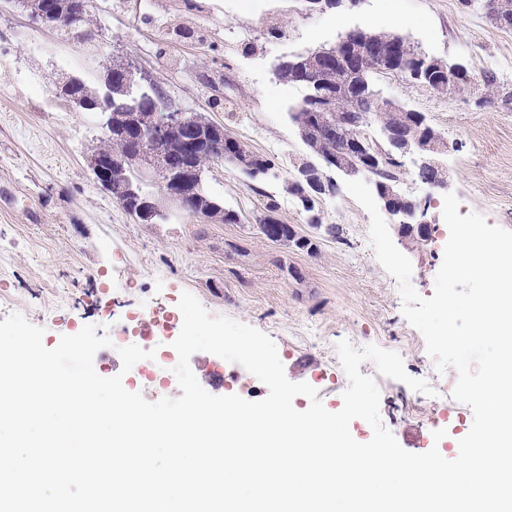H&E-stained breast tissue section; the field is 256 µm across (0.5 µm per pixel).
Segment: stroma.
<instances>
[{
	"mask_svg": "<svg viewBox=\"0 0 512 512\" xmlns=\"http://www.w3.org/2000/svg\"><path fill=\"white\" fill-rule=\"evenodd\" d=\"M89 14L95 39L83 44L33 23L16 0H0V320L23 315L43 327L51 349L61 335L111 327L113 317L147 302L177 312L187 291L210 315L268 334L287 378L313 384L332 412L348 386L337 342L399 353L410 376L443 391V427L464 437L473 414L451 396L457 373L436 370L403 316L397 283L369 243V213L341 187L321 201L317 228L286 192L305 151L288 118L302 93L280 84L273 65L333 46L358 27H396L426 55L469 64L467 89L451 96L395 74L376 83L447 140L459 214L479 213L512 231V29L461 0H344L317 11L302 0H89ZM272 27L277 37L268 36ZM115 59L146 72L175 107L206 114L276 164L279 178L254 186L231 165H211L207 185L238 223L204 224L174 211L165 223L141 224L93 180L86 157L104 136L102 118L71 103L55 109V79L66 72L96 86ZM398 185L431 199L426 241L389 228L412 262L414 288L428 298L443 261V197L428 194L409 164ZM272 199L315 253L259 233L256 219ZM330 224L336 235L327 233ZM360 371L381 380L384 426L409 452H423L434 427L409 410L410 388L379 377L372 362Z\"/></svg>",
	"mask_w": 512,
	"mask_h": 512,
	"instance_id": "stroma-1",
	"label": "stroma"
}]
</instances>
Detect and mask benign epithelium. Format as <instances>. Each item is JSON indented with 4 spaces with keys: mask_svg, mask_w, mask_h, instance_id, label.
Wrapping results in <instances>:
<instances>
[{
    "mask_svg": "<svg viewBox=\"0 0 512 512\" xmlns=\"http://www.w3.org/2000/svg\"><path fill=\"white\" fill-rule=\"evenodd\" d=\"M488 14L500 26L509 25L512 18V0H491L488 4ZM37 24L59 30L75 28L77 15L65 6L63 0H43L40 7L30 13ZM418 68L414 69L409 62L406 40L402 36L392 38H376L364 30L357 28L341 35L329 50L315 49L309 51V70L316 74L319 83L324 84L330 76L336 80L351 78L365 65L383 73H400L420 78L430 71H435L438 78L448 82V89L453 84L460 68L446 67L438 58L419 57L416 59ZM121 69L115 66L107 67L103 91L91 99L72 94V89L81 84V79L73 76L65 78L59 87V95L72 100L80 107L95 109L103 108V126L106 131H112V120L119 115L112 112L108 104L112 102V81ZM155 109L165 112V117L159 123L154 122L140 127L135 138V149L140 157L145 159L152 170L155 181L159 185L161 198H152L147 202L146 211L152 224H160L168 219L169 208L162 204L167 201L179 211L199 218L209 223L212 218L194 210L192 201L195 200L192 177L196 172L192 167L183 163L175 164L176 142L172 133L180 135L181 142L190 147L203 148L214 155L217 160H223L224 131L210 130L203 132L192 124L188 113L174 111L168 107L166 94L157 89L153 99ZM390 151L398 164L405 159L412 163L419 180L426 185L431 193L446 194L450 182L441 157L448 152V143L434 129H429L423 137L409 139L399 137L395 133L387 134ZM127 159L109 157L101 159L92 154L88 163L91 171L96 174V182L113 198L123 204L128 194L133 192L130 184H113L112 170L124 167ZM233 163L243 171L261 176L267 173L259 159L251 154L233 157ZM330 169L349 178H369L367 170L355 158V152L348 148L342 153L330 158ZM378 201L384 211L397 221L401 234L409 231L428 232V198L416 199L406 196L394 185L383 186L373 182ZM337 182L329 175L312 179L308 161L301 156L294 162L291 177L286 180V191L300 198L307 208L315 206L325 196L336 193Z\"/></svg>",
    "mask_w": 512,
    "mask_h": 512,
    "instance_id": "1",
    "label": "benign epithelium"
}]
</instances>
